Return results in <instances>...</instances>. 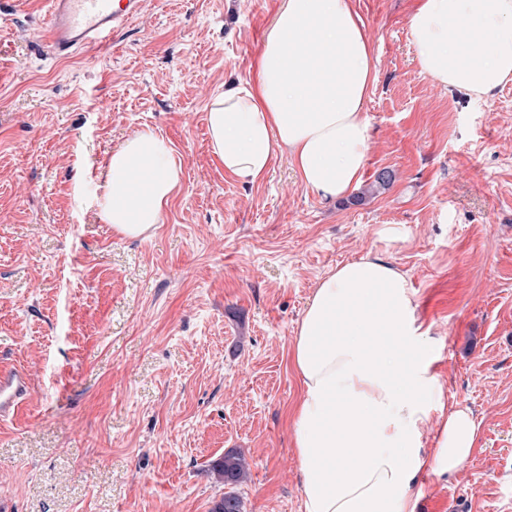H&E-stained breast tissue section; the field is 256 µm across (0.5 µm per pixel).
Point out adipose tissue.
<instances>
[{
  "label": "adipose tissue",
  "instance_id": "ef3b65f1",
  "mask_svg": "<svg viewBox=\"0 0 512 512\" xmlns=\"http://www.w3.org/2000/svg\"><path fill=\"white\" fill-rule=\"evenodd\" d=\"M476 32L484 36L477 54L469 47ZM408 43L437 84L491 96L512 80V0H417ZM375 79L373 41L353 0H282L249 77L208 105L212 152L247 184L289 157L320 199L346 197L367 165ZM182 177L170 142L143 128L113 150L99 215L124 237H149ZM433 354L408 276L383 256L339 265L318 283L292 348L303 512H416L418 476L453 474L467 461L478 427L458 404L449 405L436 448L423 444L429 404L441 395ZM344 448L352 459L341 457Z\"/></svg>",
  "mask_w": 512,
  "mask_h": 512
}]
</instances>
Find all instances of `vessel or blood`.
Masks as SVG:
<instances>
[{
    "mask_svg": "<svg viewBox=\"0 0 512 512\" xmlns=\"http://www.w3.org/2000/svg\"><path fill=\"white\" fill-rule=\"evenodd\" d=\"M143 4L144 0H46L48 23L40 40L59 61L105 50L141 14ZM29 389L25 371L0 367V421L16 414Z\"/></svg>",
    "mask_w": 512,
    "mask_h": 512,
    "instance_id": "vessel-or-blood-1",
    "label": "vessel or blood"
}]
</instances>
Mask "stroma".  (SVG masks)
Wrapping results in <instances>:
<instances>
[{"mask_svg": "<svg viewBox=\"0 0 512 512\" xmlns=\"http://www.w3.org/2000/svg\"><path fill=\"white\" fill-rule=\"evenodd\" d=\"M415 0H353L374 43L361 203L321 201L279 158L226 176L206 112L248 77L280 0H147L114 48L56 61L43 0H0V366L30 392L0 421V512H211L209 465L244 452V512H303L290 354L318 282L382 253L405 272L443 394L478 444L426 471L418 512H512V81L473 99L422 75ZM151 127L183 164L155 234L113 232L94 203L113 149ZM386 224L404 240L378 236Z\"/></svg>", "mask_w": 512, "mask_h": 512, "instance_id": "obj_1", "label": "stroma"}]
</instances>
